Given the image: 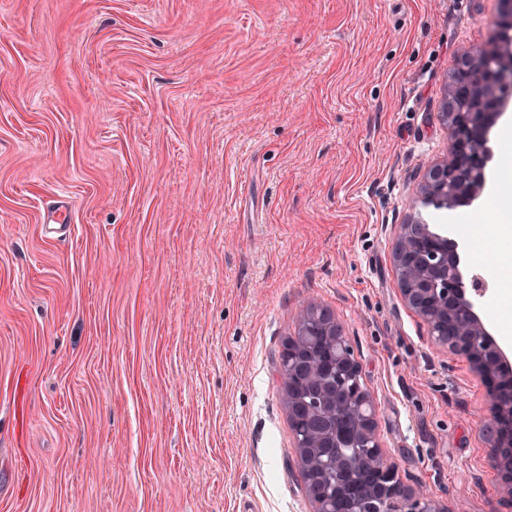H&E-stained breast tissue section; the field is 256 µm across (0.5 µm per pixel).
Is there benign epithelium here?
<instances>
[{"label": "benign epithelium", "instance_id": "1", "mask_svg": "<svg viewBox=\"0 0 512 512\" xmlns=\"http://www.w3.org/2000/svg\"><path fill=\"white\" fill-rule=\"evenodd\" d=\"M512 78V47L492 42L464 52L450 76L442 116L448 125V159L432 165L420 187L427 204L448 208L477 198L486 184L490 157L486 127L499 115V81ZM394 263L407 305L428 324L436 345L465 356L487 388L490 423L486 461L497 472L501 493L512 502V366L505 363L475 308L486 285L476 275L464 282L459 257L448 242L415 221L400 226ZM303 336H328L309 346H284L288 373L282 377L288 421L306 415L295 437L297 462L314 512H368L376 502L396 512H442L422 489L408 488L381 448L376 408L362 369L341 324L326 308L309 305L300 320ZM348 448L362 461L363 476L347 488L336 481V450Z\"/></svg>", "mask_w": 512, "mask_h": 512}]
</instances>
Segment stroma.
Wrapping results in <instances>:
<instances>
[{"instance_id": "1", "label": "stroma", "mask_w": 512, "mask_h": 512, "mask_svg": "<svg viewBox=\"0 0 512 512\" xmlns=\"http://www.w3.org/2000/svg\"><path fill=\"white\" fill-rule=\"evenodd\" d=\"M499 0H0V512H312L278 357L344 328L399 474L512 512L487 388L406 304L419 220L512 298L486 197L412 206ZM69 200L71 231L41 216Z\"/></svg>"}]
</instances>
